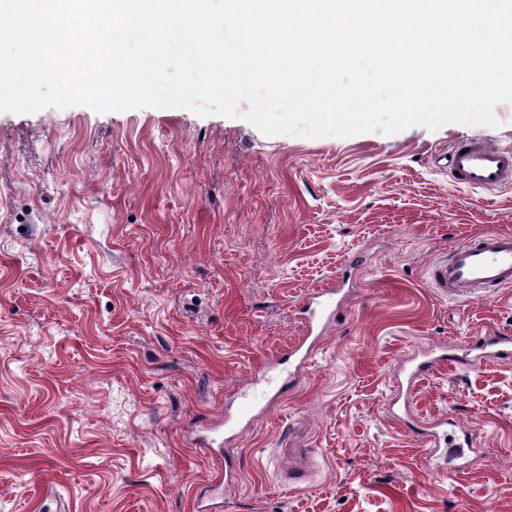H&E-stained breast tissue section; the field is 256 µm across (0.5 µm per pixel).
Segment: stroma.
<instances>
[{
    "label": "stroma",
    "mask_w": 512,
    "mask_h": 512,
    "mask_svg": "<svg viewBox=\"0 0 512 512\" xmlns=\"http://www.w3.org/2000/svg\"><path fill=\"white\" fill-rule=\"evenodd\" d=\"M494 114L344 138L182 108L0 114V512H512V360L457 358L391 403L408 355L512 336V288L430 281L449 246L512 232V187L439 160L512 147V103ZM343 269L355 291L215 489L197 437ZM444 417L481 450L452 475L420 436ZM443 159L454 182L463 188L493 191L512 185L511 148L467 139L454 143Z\"/></svg>",
    "instance_id": "1"
}]
</instances>
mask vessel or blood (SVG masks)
I'll use <instances>...</instances> for the list:
<instances>
[{
  "label": "vessel or blood",
  "mask_w": 512,
  "mask_h": 512,
  "mask_svg": "<svg viewBox=\"0 0 512 512\" xmlns=\"http://www.w3.org/2000/svg\"><path fill=\"white\" fill-rule=\"evenodd\" d=\"M454 182L464 188L493 191L512 185V149L477 140L454 143L445 163ZM431 282L451 299H475L484 290L512 288V233L485 230L450 248L445 259L435 263ZM349 291L344 277L309 291L298 303L304 338L291 345L288 353L299 366H306L312 351L338 311L347 302ZM464 352L473 361L512 358V336L476 332L463 348L444 346L407 360L403 369L407 388L430 375L442 364Z\"/></svg>",
  "instance_id": "b4317fda"
}]
</instances>
